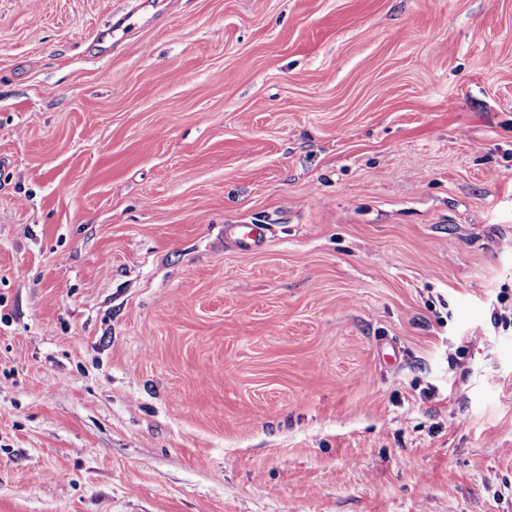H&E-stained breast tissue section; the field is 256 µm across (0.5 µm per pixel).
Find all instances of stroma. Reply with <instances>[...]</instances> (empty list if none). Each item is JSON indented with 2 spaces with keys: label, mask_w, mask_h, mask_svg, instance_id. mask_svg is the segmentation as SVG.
Instances as JSON below:
<instances>
[{
  "label": "stroma",
  "mask_w": 512,
  "mask_h": 512,
  "mask_svg": "<svg viewBox=\"0 0 512 512\" xmlns=\"http://www.w3.org/2000/svg\"><path fill=\"white\" fill-rule=\"evenodd\" d=\"M0 512H512V0H0ZM264 230L263 224H228L224 227V233L233 239L242 254H250L260 246Z\"/></svg>",
  "instance_id": "1"
}]
</instances>
